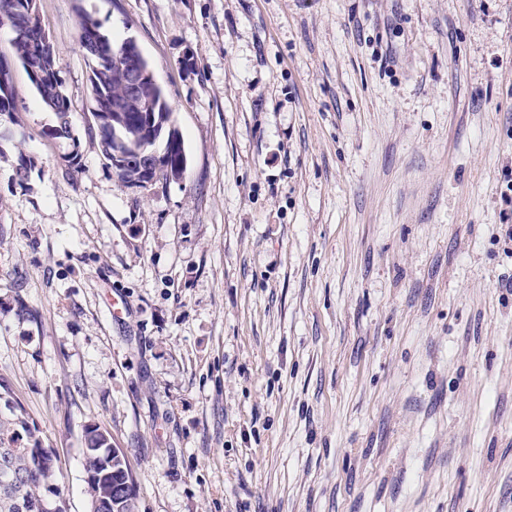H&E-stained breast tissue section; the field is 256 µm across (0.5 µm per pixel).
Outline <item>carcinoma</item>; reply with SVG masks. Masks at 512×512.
<instances>
[{
	"mask_svg": "<svg viewBox=\"0 0 512 512\" xmlns=\"http://www.w3.org/2000/svg\"><path fill=\"white\" fill-rule=\"evenodd\" d=\"M2 13L8 18L0 21V26L9 28L13 37L11 55L0 53V74H11L12 63H19L45 106L56 116V124L47 128L44 135L77 145L57 50L40 21L36 0H0ZM78 30L79 46L91 68V115L107 167H112V114L117 112L128 156L126 164L116 172L119 180L141 188L156 177L166 183L180 180L187 167L185 145L178 130L171 126V108L142 52L135 45L125 49L126 40L113 39L102 21L81 9ZM15 97L13 81L6 86L0 84V118L13 120ZM156 140L170 165V172L158 176L149 171L145 158ZM3 435L4 428L0 426V512H52L54 504L47 492H52L56 501L61 498V489L55 483L53 451L43 449L38 460L22 448L5 446ZM86 441L92 448L83 454L85 474L91 476L87 481L91 512H138V501L128 505L122 488L133 479L126 454L120 453L113 465L105 468L97 449L110 447L108 436L96 427L87 432Z\"/></svg>",
	"mask_w": 512,
	"mask_h": 512,
	"instance_id": "carcinoma-1",
	"label": "carcinoma"
}]
</instances>
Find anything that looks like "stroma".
I'll use <instances>...</instances> for the list:
<instances>
[{"instance_id":"1","label":"stroma","mask_w":512,"mask_h":512,"mask_svg":"<svg viewBox=\"0 0 512 512\" xmlns=\"http://www.w3.org/2000/svg\"><path fill=\"white\" fill-rule=\"evenodd\" d=\"M37 6L76 139L13 65L0 423L65 512L95 427L138 512H512V0ZM81 8L151 63L179 181L106 167Z\"/></svg>"}]
</instances>
